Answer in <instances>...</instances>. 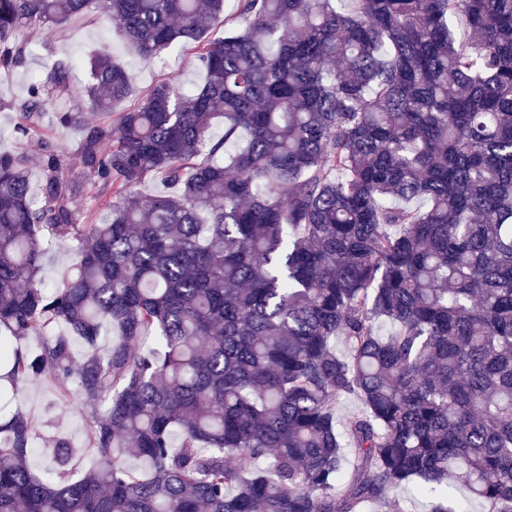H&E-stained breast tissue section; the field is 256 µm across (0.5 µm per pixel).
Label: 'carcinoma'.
<instances>
[{"label":"carcinoma","instance_id":"obj_1","mask_svg":"<svg viewBox=\"0 0 512 512\" xmlns=\"http://www.w3.org/2000/svg\"><path fill=\"white\" fill-rule=\"evenodd\" d=\"M96 7L203 79L57 113L102 219L66 154L35 190L0 151V512H365L406 483L460 512V476L512 512V0H0V69ZM72 66L13 104L20 137L55 95L132 93L105 49ZM45 377L82 404L80 478L65 435L31 465Z\"/></svg>","mask_w":512,"mask_h":512}]
</instances>
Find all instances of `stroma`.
<instances>
[{
  "mask_svg": "<svg viewBox=\"0 0 512 512\" xmlns=\"http://www.w3.org/2000/svg\"><path fill=\"white\" fill-rule=\"evenodd\" d=\"M116 21L93 13L76 17L54 33L31 32L25 63L9 72L0 70V150L24 153L29 162L32 181H39L42 148L52 143L75 157L80 137L78 130H64L57 126L55 114L67 110H87V102L80 96L70 95L55 99L42 115L37 129L26 139L15 132L16 114L11 102L21 100L27 93L30 81L45 72L48 64L59 58H70L76 63L75 79L83 81L91 49L104 47L113 59L130 74L137 93H145L160 80L170 78L190 87L201 75L194 65L195 49L190 44H178L163 53L161 59L146 61L116 30ZM22 407L40 427L38 447L48 448L55 436L64 434L77 445L75 463L79 470H86L91 452L82 446L85 420L77 400H65L49 383L37 381L26 385L19 395Z\"/></svg>",
  "mask_w": 512,
  "mask_h": 512,
  "instance_id": "stroma-1",
  "label": "stroma"
}]
</instances>
